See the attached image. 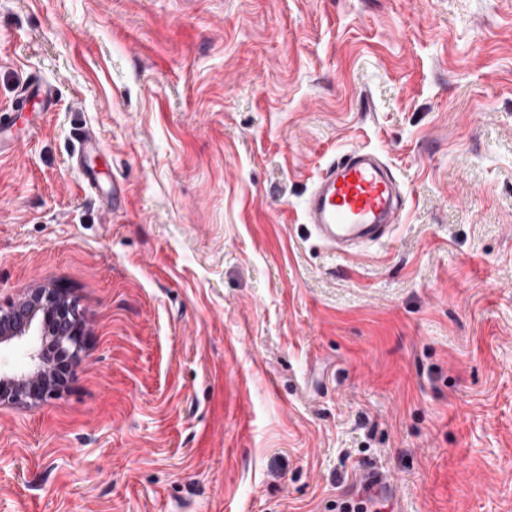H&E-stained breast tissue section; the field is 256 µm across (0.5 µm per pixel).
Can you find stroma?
<instances>
[{
    "label": "stroma",
    "mask_w": 512,
    "mask_h": 512,
    "mask_svg": "<svg viewBox=\"0 0 512 512\" xmlns=\"http://www.w3.org/2000/svg\"><path fill=\"white\" fill-rule=\"evenodd\" d=\"M1 112L0 305L86 343L0 405V512H512V0H0ZM358 147L405 210L335 256ZM404 210L391 168L362 147L327 165L305 199L304 220L333 254L349 256L389 238ZM84 335L76 303L57 288H33L23 300L0 307L1 346H22L28 359L27 371L13 375L9 384L0 382V405L57 394L69 361L83 348Z\"/></svg>",
    "instance_id": "35a3bbf8"
}]
</instances>
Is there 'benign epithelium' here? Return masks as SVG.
I'll list each match as a JSON object with an SVG mask.
<instances>
[{"mask_svg":"<svg viewBox=\"0 0 512 512\" xmlns=\"http://www.w3.org/2000/svg\"><path fill=\"white\" fill-rule=\"evenodd\" d=\"M22 346L27 371L0 382V405L41 401L60 391L70 360L84 345V327L75 302L57 288L38 287L0 307V344Z\"/></svg>","mask_w":512,"mask_h":512,"instance_id":"7a95c632","label":"benign epithelium"}]
</instances>
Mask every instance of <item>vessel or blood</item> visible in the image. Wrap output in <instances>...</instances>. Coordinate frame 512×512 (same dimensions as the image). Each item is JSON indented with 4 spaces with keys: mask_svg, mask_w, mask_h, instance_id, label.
<instances>
[{
    "mask_svg": "<svg viewBox=\"0 0 512 512\" xmlns=\"http://www.w3.org/2000/svg\"><path fill=\"white\" fill-rule=\"evenodd\" d=\"M404 209L391 168L362 147L327 165L305 199L304 220L327 249L349 256L389 238Z\"/></svg>",
    "mask_w": 512,
    "mask_h": 512,
    "instance_id": "vessel-or-blood-1",
    "label": "vessel or blood"
}]
</instances>
